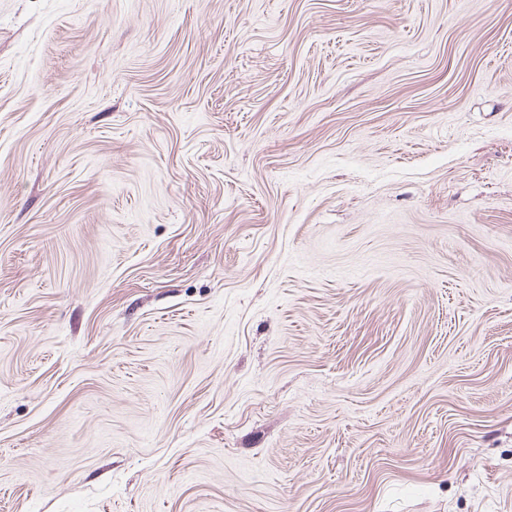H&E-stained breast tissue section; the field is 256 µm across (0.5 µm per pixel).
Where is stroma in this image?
Segmentation results:
<instances>
[{
    "mask_svg": "<svg viewBox=\"0 0 512 512\" xmlns=\"http://www.w3.org/2000/svg\"><path fill=\"white\" fill-rule=\"evenodd\" d=\"M0 512H512V0H0Z\"/></svg>",
    "mask_w": 512,
    "mask_h": 512,
    "instance_id": "obj_1",
    "label": "stroma"
}]
</instances>
